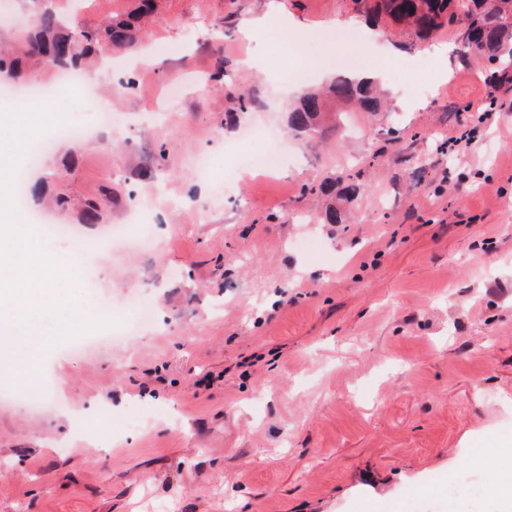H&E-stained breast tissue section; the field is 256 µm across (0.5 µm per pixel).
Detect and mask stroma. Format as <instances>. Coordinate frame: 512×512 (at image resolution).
<instances>
[{
  "instance_id": "35a3bbf8",
  "label": "stroma",
  "mask_w": 512,
  "mask_h": 512,
  "mask_svg": "<svg viewBox=\"0 0 512 512\" xmlns=\"http://www.w3.org/2000/svg\"><path fill=\"white\" fill-rule=\"evenodd\" d=\"M131 5L0 0V43L48 8L78 31ZM265 13L312 34L244 38ZM325 29L349 45L319 68ZM141 47L146 69L110 51L45 104L91 140H54L28 177L42 199L15 205L25 152L0 175V210L46 261L76 262L73 325L28 379L45 401L0 370V512H443L458 471L512 474V86L462 60L454 31L422 40L354 0H156ZM371 68L389 111L289 128L305 91ZM177 76L171 106L153 89ZM203 150L219 206L193 173ZM323 182L335 195L311 193ZM157 189L175 206L143 218L156 247L109 240ZM72 234L100 250L75 253ZM147 273L159 324L103 342L100 300Z\"/></svg>"
}]
</instances>
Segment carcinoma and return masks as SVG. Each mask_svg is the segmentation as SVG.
I'll use <instances>...</instances> for the list:
<instances>
[{"label":"carcinoma","instance_id":"carcinoma-1","mask_svg":"<svg viewBox=\"0 0 512 512\" xmlns=\"http://www.w3.org/2000/svg\"><path fill=\"white\" fill-rule=\"evenodd\" d=\"M154 8V0H135L134 8L126 15L112 18L101 28L79 32L61 30L56 14L45 12L37 18L36 31L27 34V44L42 58L47 69L77 67L95 55L103 41L119 48L134 44L144 18L152 14ZM365 9L393 24L410 25L419 35H429L452 25L462 13L475 27L477 42L472 44L458 33L459 51L473 53L495 64L497 73L504 79L512 72V52H504L506 46H512V21L508 19V15H512V0H372ZM335 101H356L365 112L381 109L372 83L340 75L333 78L323 92L301 97L288 116L290 128L298 132L313 130Z\"/></svg>","mask_w":512,"mask_h":512}]
</instances>
